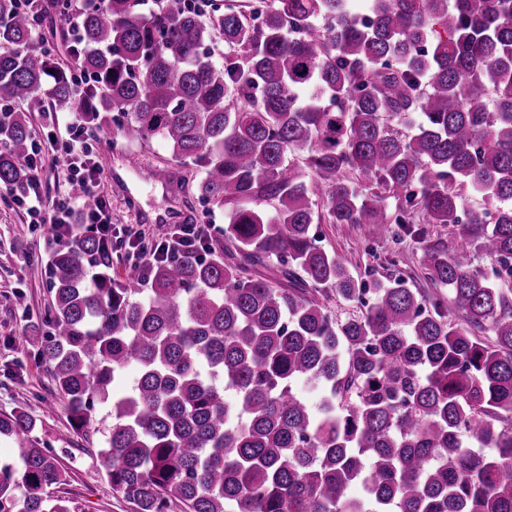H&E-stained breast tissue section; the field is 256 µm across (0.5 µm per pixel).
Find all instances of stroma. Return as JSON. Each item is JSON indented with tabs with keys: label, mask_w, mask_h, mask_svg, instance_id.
<instances>
[{
	"label": "stroma",
	"mask_w": 512,
	"mask_h": 512,
	"mask_svg": "<svg viewBox=\"0 0 512 512\" xmlns=\"http://www.w3.org/2000/svg\"><path fill=\"white\" fill-rule=\"evenodd\" d=\"M20 110L28 116L35 139L47 149L60 139L62 123L73 118L71 112L61 110L56 119H48L52 109L42 96L24 103ZM91 145L103 168L100 190L112 205L115 233L132 228L158 235L166 227L156 223V216L174 209L181 210L186 224L203 217L223 224V211L209 205L199 202L194 212L184 211L183 200L200 172L191 166H173L161 141L129 142L115 128L106 127L95 131ZM168 165L175 172L173 187L149 180L154 168ZM318 231L324 248L366 284L399 275L411 287L433 292L421 265L423 244L417 237L404 236L396 246L373 237L364 224H322ZM54 245L50 226L31 223L25 207L0 187V413L30 409L36 419V439L68 473L67 483L55 493L66 499L71 512H135L133 504L113 491L96 463L95 450L103 446L112 428L109 407L95 405L88 433L74 430L52 375L39 358L51 300L49 253ZM396 249L404 262L393 267L389 259ZM45 404L54 405V412L42 414Z\"/></svg>",
	"instance_id": "stroma-1"
}]
</instances>
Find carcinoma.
Instances as JSON below:
<instances>
[{
    "mask_svg": "<svg viewBox=\"0 0 512 512\" xmlns=\"http://www.w3.org/2000/svg\"><path fill=\"white\" fill-rule=\"evenodd\" d=\"M70 2L35 17L0 0V103L42 92L90 128L159 138L224 211L210 259L160 256L134 284L91 228L52 254L40 354L74 429L111 406L112 489L136 512H512V0H84L81 91L47 51H16ZM33 139L25 114L0 118L16 199ZM315 224L395 244L458 228L421 260L448 297L361 287ZM35 426L0 415L20 448L0 458V512H70Z\"/></svg>",
    "mask_w": 512,
    "mask_h": 512,
    "instance_id": "cac0c4a2",
    "label": "carcinoma"
}]
</instances>
